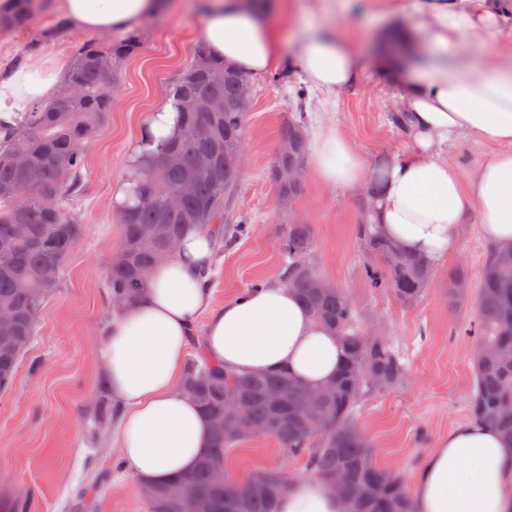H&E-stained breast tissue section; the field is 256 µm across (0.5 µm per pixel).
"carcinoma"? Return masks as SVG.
I'll return each instance as SVG.
<instances>
[{
  "instance_id": "cac0c4a2",
  "label": "carcinoma",
  "mask_w": 512,
  "mask_h": 512,
  "mask_svg": "<svg viewBox=\"0 0 512 512\" xmlns=\"http://www.w3.org/2000/svg\"><path fill=\"white\" fill-rule=\"evenodd\" d=\"M52 0H0V29L27 27ZM137 40L128 38L104 47L87 40L73 48L66 81L55 96L36 103L15 125L0 126V311L11 320L0 321V392L14 383L21 356L30 347L39 311L58 288L64 261L85 234V225L67 204L82 190L85 146L103 127L112 110L111 89L123 64L136 51ZM249 79L205 51L169 88L173 93L197 97L218 96L222 112H180L181 126L204 127L205 133L187 134L156 150L174 152L175 164L163 163L142 171L134 179L132 203L120 211L122 246L111 260L106 279L109 305L120 307L137 301L145 277L156 264L166 241L155 236V226L166 224L179 239L194 224L215 238L218 246L232 245L249 233L248 224L224 222V204L235 192L240 175V155L247 113L237 104ZM305 121L290 120L281 129L269 179L279 195L296 200L303 185L288 182L286 169L306 164L308 144ZM26 153V165L13 160L15 151ZM385 160L376 162L371 192L357 200V238L364 253L379 264L367 267L377 288H389L403 304L413 305L432 283L435 264L405 250L386 236L376 223L375 200L381 189ZM187 179L195 192L180 213L162 207L167 196ZM314 238L311 224L290 221L278 242L285 263L281 283L294 290L314 319L336 331L343 346V361L331 395L305 386L283 373L236 374L205 359H190L182 388L209 422L237 402L246 416L223 431L211 430V450L183 477L156 486L145 500L147 512H177L183 495H198L210 503V512H276L277 499L287 487L279 466L257 471L244 482L224 478L226 454L250 436L272 438L290 458H303L316 476L339 481V493L350 512H411L409 491L401 477L378 467L370 442L355 427V408L369 393L398 383L406 366L402 354L387 340L369 346L359 329L356 307L338 287L320 288L324 278L308 257ZM512 250L491 249L475 288L456 292L458 281L469 280L466 269L448 273V309L467 304L476 317L459 333L473 345V388L468 414L512 441V262L503 258ZM107 380L101 381L94 422L104 427L119 416L109 399ZM311 406L316 419L303 415ZM253 492L240 496L242 484Z\"/></svg>"
}]
</instances>
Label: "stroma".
<instances>
[{
	"label": "stroma",
	"mask_w": 512,
	"mask_h": 512,
	"mask_svg": "<svg viewBox=\"0 0 512 512\" xmlns=\"http://www.w3.org/2000/svg\"><path fill=\"white\" fill-rule=\"evenodd\" d=\"M171 11L136 28L138 52L130 57L112 89L106 125L86 148L83 190L70 202L86 227L71 249L56 292L42 307L36 336L24 354L13 387L0 394V494L26 503L25 512H73L77 492H86V512H146L129 471L110 472L118 455L115 428L96 433L90 416L103 376L96 352L107 324L106 272L120 251L119 213L112 188L127 176L126 159L149 115L171 85L203 48L199 0H173ZM271 16L286 42L282 65L252 79V100L244 130V162L229 205L233 220L251 226L248 237L217 253L211 275L214 304L248 293L254 283L281 279L284 259L277 244L288 220L313 225L311 265L342 288L357 307L363 332H378L402 352L403 380L365 396L354 421L371 442L375 463L413 484L424 457L449 428L468 418L472 387V344L458 335L474 318L473 307L449 312L445 298L448 273L464 266L478 280L491 249L478 219L463 225L456 252L436 264L435 276L421 302L407 306L391 291L372 287L366 259L356 239L357 193H333L313 177L304 191L282 210L268 179L282 125L297 110L294 49L306 25L334 28L369 66L361 83L340 91L332 107L337 129L351 138L367 163L404 149L406 142L388 119L399 104L397 87L374 60L384 26L422 31L415 0H282ZM55 13L40 15L22 30L0 31V72L29 59L28 43L40 41V55L69 57L84 32L67 28L51 39ZM279 465L306 474L304 460L285 457L272 438L252 436L226 457L229 480H246L253 472Z\"/></svg>",
	"instance_id": "35a3bbf8"
}]
</instances>
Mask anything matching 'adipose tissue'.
Returning a JSON list of instances; mask_svg holds the SVG:
<instances>
[{
    "label": "adipose tissue",
    "instance_id": "ef3b65f1",
    "mask_svg": "<svg viewBox=\"0 0 512 512\" xmlns=\"http://www.w3.org/2000/svg\"><path fill=\"white\" fill-rule=\"evenodd\" d=\"M159 8L157 0H62L72 26L89 32L129 30ZM425 45L392 79L408 114L406 148L389 156L378 221L408 251L431 259L452 253L459 229L478 216L482 236L512 248V57L486 61L467 45L494 41L501 13L486 0H424ZM211 56L260 77L282 60L283 44L265 10L242 0H216L204 17ZM300 80L324 97L359 84L358 56L336 35L313 32L295 51ZM65 61L34 57L0 77V120L13 123L29 105L61 85ZM172 99L147 118L133 154L156 150L180 127ZM472 135L496 144L462 179L442 154ZM309 169L324 186L359 189L375 170L334 123H323L311 146ZM216 242L188 231L178 248L149 273L142 299L113 315L99 359L120 405L117 439L137 484L167 483L191 472L211 446L208 420L182 391L183 363L199 315L207 321L205 354L233 372H289L305 384L333 378L341 362L335 332L319 323L294 293L269 284L214 306L203 285ZM412 512H512V441L467 420L451 427L425 457L410 490ZM278 512H344L335 485L295 476Z\"/></svg>",
    "mask_w": 512,
    "mask_h": 512
}]
</instances>
